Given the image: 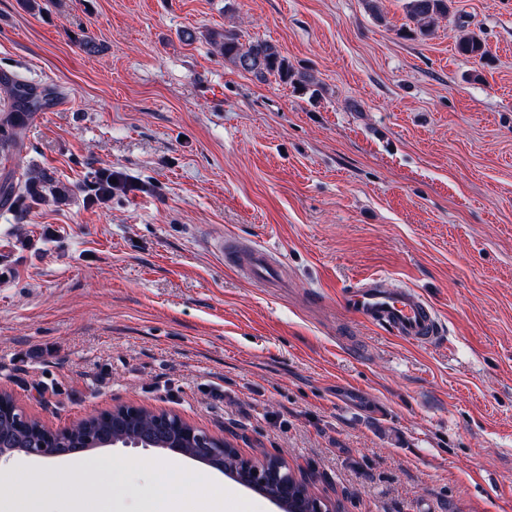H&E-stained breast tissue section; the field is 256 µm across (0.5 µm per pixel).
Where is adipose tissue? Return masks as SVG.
<instances>
[{"instance_id": "ef3b65f1", "label": "adipose tissue", "mask_w": 512, "mask_h": 512, "mask_svg": "<svg viewBox=\"0 0 512 512\" xmlns=\"http://www.w3.org/2000/svg\"><path fill=\"white\" fill-rule=\"evenodd\" d=\"M131 467L125 460L91 455L73 463L64 475L50 459L33 470L0 467V512H39L63 478L80 512H100L105 498L120 507L129 494L126 473ZM152 469V486L140 492V512H168L173 501L184 503L183 512H224V499L208 473L187 469L175 459L155 463Z\"/></svg>"}]
</instances>
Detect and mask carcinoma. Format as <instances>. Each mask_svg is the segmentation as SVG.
<instances>
[{
	"mask_svg": "<svg viewBox=\"0 0 512 512\" xmlns=\"http://www.w3.org/2000/svg\"><path fill=\"white\" fill-rule=\"evenodd\" d=\"M408 21L412 24L409 31L426 37L430 35L438 21L448 17V0H405ZM211 41L217 53L224 57V62L234 68L252 74L257 80L266 82L273 78L283 84H292L307 89L316 84L315 77L293 67L288 57L268 41H254L248 44L240 41L238 34L232 31L214 32ZM461 53L482 58L487 54L485 43L475 35H467L458 44ZM5 94L7 103L0 109V154L9 158L10 153L18 151L22 146V132L28 117L36 112L44 111L50 105L49 94L37 91V88L21 79L7 83ZM122 178L117 173L103 171L94 183L95 195L101 200L112 197V189L119 186ZM52 177L44 170L31 172L24 184L12 180L0 184V203L15 210L23 211L32 202L45 200L43 188L51 185ZM23 409L17 404L14 396L8 392L0 393V444L10 453H23L29 448H40L44 445L59 448L63 451L91 450L97 447L87 437L96 436L107 442L112 440L113 420L120 417L121 409L106 412L84 420L82 426L68 432L53 431L39 420L27 415L20 419ZM156 415L137 409L133 419L131 434H140L158 442L165 440L175 444L180 440V429L171 427L167 433L158 435L154 432ZM228 451L210 463L224 468L226 472L238 470L240 456L232 445Z\"/></svg>",
	"mask_w": 512,
	"mask_h": 512,
	"instance_id": "1",
	"label": "carcinoma"
}]
</instances>
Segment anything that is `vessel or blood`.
Instances as JSON below:
<instances>
[{"mask_svg":"<svg viewBox=\"0 0 512 512\" xmlns=\"http://www.w3.org/2000/svg\"><path fill=\"white\" fill-rule=\"evenodd\" d=\"M246 254L243 274L254 281L271 278L277 264L271 251L251 246ZM339 303L359 323L384 329L404 341L428 345L439 333L436 312L418 290L388 286L377 276L342 289Z\"/></svg>","mask_w":512,"mask_h":512,"instance_id":"vessel-or-blood-1","label":"vessel or blood"}]
</instances>
